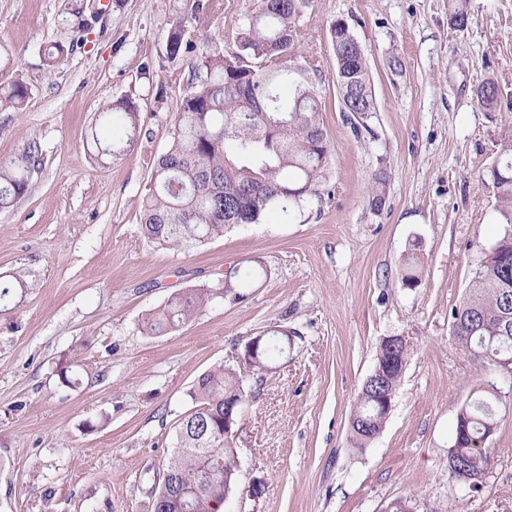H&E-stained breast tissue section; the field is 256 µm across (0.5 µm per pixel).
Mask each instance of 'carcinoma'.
<instances>
[{"label":"carcinoma","mask_w":512,"mask_h":512,"mask_svg":"<svg viewBox=\"0 0 512 512\" xmlns=\"http://www.w3.org/2000/svg\"><path fill=\"white\" fill-rule=\"evenodd\" d=\"M308 0H258L237 36V49L224 54L206 49L196 56L188 90L177 106L171 141L155 164L140 213L144 237L169 248L198 246L224 236L241 224H258L273 211L293 217L311 200L331 195L328 168L332 146L320 121L322 96L315 81V58L298 54L303 41L299 17ZM451 21L470 22L467 0H448ZM68 13L82 32L99 20L82 17L78 3ZM330 35L336 56V82L347 81L354 95L340 101L344 112L374 104L370 68L348 35L333 24ZM197 49L191 31L174 25L166 41L171 61ZM29 95L20 78L0 83V110L19 109ZM477 98L491 108L500 100L492 81L478 87ZM108 120L112 139L105 151H124L140 134L139 107L129 99L112 105ZM42 156L39 142H28L14 161L0 163V208L24 195L33 168ZM490 177L504 234L486 254L467 296L451 318L463 329L454 338L467 357L484 368L497 367L512 355V135L500 142ZM402 284L420 282L415 256L407 257ZM211 289L195 288L169 297L142 320V330L166 335L188 323L210 299ZM287 340L266 342L251 369L264 370L282 354ZM409 355L405 346L376 359L397 388ZM193 412L180 419L171 458L170 482L153 512H185L192 496L201 498L198 512H220L238 485L232 442L224 435V417L236 426L244 399L243 380L232 368L219 366L201 376L190 392ZM493 386L484 387L460 408L450 450L459 456L454 478L471 489L479 486L490 466L483 438L498 426ZM386 422L377 391L363 382L349 421L352 443L364 447Z\"/></svg>","instance_id":"1"}]
</instances>
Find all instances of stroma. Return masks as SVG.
<instances>
[{
    "label": "stroma",
    "mask_w": 512,
    "mask_h": 512,
    "mask_svg": "<svg viewBox=\"0 0 512 512\" xmlns=\"http://www.w3.org/2000/svg\"><path fill=\"white\" fill-rule=\"evenodd\" d=\"M104 9L79 34L66 0H0V45L30 94L0 110V161L39 141L28 193L0 209V512H151L149 488L173 452L198 378L240 369L238 488L223 512H512V376L484 370L453 342L450 312L504 231L488 169L512 133V0H470L467 28L448 0H310L299 24L319 61L331 195L210 243L170 249L141 232L140 206L167 147L194 61L168 64L176 23L197 45L235 49L256 0H220L196 26L185 0H84ZM344 20L370 63L375 109L355 134L342 112L330 28ZM72 45L51 67L54 44ZM492 80L496 107L476 90ZM130 99L141 132L103 153L104 106ZM385 203L372 209L375 174ZM420 282H401L406 254ZM249 274L177 331L142 318L175 293ZM288 330L268 369L241 368L244 344ZM410 344L382 432L364 450L349 419L384 337ZM82 368L60 384L61 360ZM494 386L498 428L480 487L448 472L461 406Z\"/></svg>",
    "instance_id": "1"
}]
</instances>
